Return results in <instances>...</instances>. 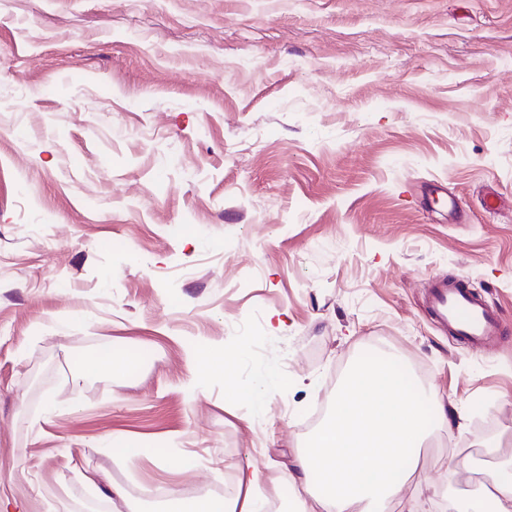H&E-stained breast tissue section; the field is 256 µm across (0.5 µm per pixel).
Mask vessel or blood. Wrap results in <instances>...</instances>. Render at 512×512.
Masks as SVG:
<instances>
[{
	"label": "vessel or blood",
	"instance_id": "obj_1",
	"mask_svg": "<svg viewBox=\"0 0 512 512\" xmlns=\"http://www.w3.org/2000/svg\"><path fill=\"white\" fill-rule=\"evenodd\" d=\"M430 308L437 320L473 344L483 342L498 329L494 312L470 290L455 283H436L431 289Z\"/></svg>",
	"mask_w": 512,
	"mask_h": 512
}]
</instances>
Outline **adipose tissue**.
Returning a JSON list of instances; mask_svg holds the SVG:
<instances>
[{
	"instance_id": "ef3b65f1",
	"label": "adipose tissue",
	"mask_w": 512,
	"mask_h": 512,
	"mask_svg": "<svg viewBox=\"0 0 512 512\" xmlns=\"http://www.w3.org/2000/svg\"><path fill=\"white\" fill-rule=\"evenodd\" d=\"M399 358L388 351L363 360L347 375L312 448L286 463L303 512H385L387 502L407 482L404 466H417L428 433L421 411L425 392L399 372ZM243 496L203 497L184 502L171 493L168 512H265L255 490L250 461L237 465ZM451 512H512V461L489 477L448 481L431 489Z\"/></svg>"
}]
</instances>
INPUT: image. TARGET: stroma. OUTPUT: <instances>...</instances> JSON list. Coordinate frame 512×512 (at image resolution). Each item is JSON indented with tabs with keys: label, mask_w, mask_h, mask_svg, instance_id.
Masks as SVG:
<instances>
[{
	"label": "stroma",
	"mask_w": 512,
	"mask_h": 512,
	"mask_svg": "<svg viewBox=\"0 0 512 512\" xmlns=\"http://www.w3.org/2000/svg\"><path fill=\"white\" fill-rule=\"evenodd\" d=\"M437 278L500 331L438 323ZM381 345L464 424L386 512L512 457V0H0V512L231 499L246 458L282 498ZM100 349L138 365L76 379Z\"/></svg>",
	"instance_id": "obj_1"
}]
</instances>
